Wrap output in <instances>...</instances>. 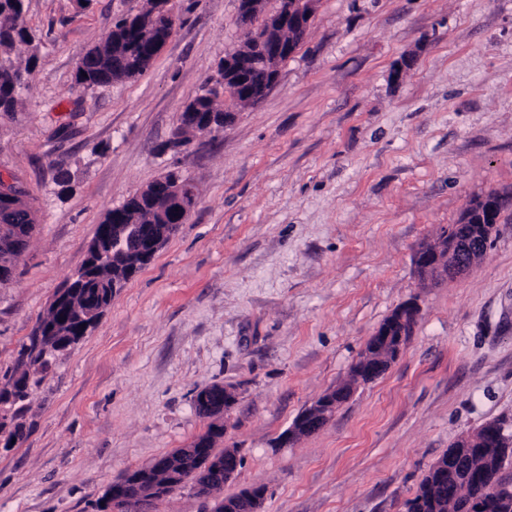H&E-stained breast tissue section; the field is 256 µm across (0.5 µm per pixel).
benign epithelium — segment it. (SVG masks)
Instances as JSON below:
<instances>
[{"mask_svg": "<svg viewBox=\"0 0 512 512\" xmlns=\"http://www.w3.org/2000/svg\"><path fill=\"white\" fill-rule=\"evenodd\" d=\"M268 0H238L237 21L240 27L254 31L250 47L224 56L223 74L220 79L224 92L237 91L241 85L249 84L243 94L244 101L250 104L260 102L277 84L282 59L295 53L301 43V36L307 34L317 12L318 0H277V7L267 9ZM157 27L168 34L176 26L174 15L161 0L153 14ZM415 64L412 56H403L393 65L390 78L394 83L402 81ZM238 112L226 109L209 113L204 121V132H222L233 126ZM154 198L168 207L170 222L139 227L129 224L124 227L120 239L135 244V252L145 262H150L172 235L174 226L184 224L189 219L194 206L187 204V198H197L195 188L179 183L169 185L160 179L152 188ZM506 198L492 190L471 201L460 215L454 233H446L433 243L422 245L416 252L415 265L419 276L427 283L439 279H452L472 270L475 257L488 250L498 223V213L504 207ZM419 307L414 302H406L396 308L392 320L377 328L372 335L373 346L378 350L405 348L406 327L416 324ZM390 361L385 356L371 359L364 365L362 375L375 380L389 368ZM203 415L208 419L221 418L233 407L229 389L215 384L204 387V392L195 397ZM345 403V393L327 391L301 412L282 433L279 446L293 444L299 435H314L321 431ZM196 456V449L189 448L185 456L178 459L160 458L152 468L162 471L166 481L160 483L147 474H141L130 483L127 494L112 500L111 512H155L158 501L180 489V474L185 469L187 458ZM240 450L224 449L223 462L213 472L197 474L193 490L204 500H215L218 512H260L264 492L248 491L239 498L228 501L217 497L220 492L212 473L224 472V479L231 480L239 469Z\"/></svg>", "mask_w": 512, "mask_h": 512, "instance_id": "obj_1", "label": "benign epithelium"}]
</instances>
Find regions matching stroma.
<instances>
[{"label": "stroma", "mask_w": 512, "mask_h": 512, "mask_svg": "<svg viewBox=\"0 0 512 512\" xmlns=\"http://www.w3.org/2000/svg\"><path fill=\"white\" fill-rule=\"evenodd\" d=\"M142 5L25 0L41 61L21 111L0 114V174L38 226L0 286V376L106 211L173 167L198 202L33 389L23 439L0 446V512H96L106 485L207 430L193 397L213 383L236 393L215 440L242 456L224 495L260 485L263 512H402L458 437L512 422V205L469 273L429 286L414 264L472 198L512 192V0H320L277 86L179 150L184 105L245 38L238 0H171L151 68L77 86L87 46ZM405 54L416 64L393 84ZM410 300L419 319L386 373L273 449Z\"/></svg>", "instance_id": "1"}]
</instances>
